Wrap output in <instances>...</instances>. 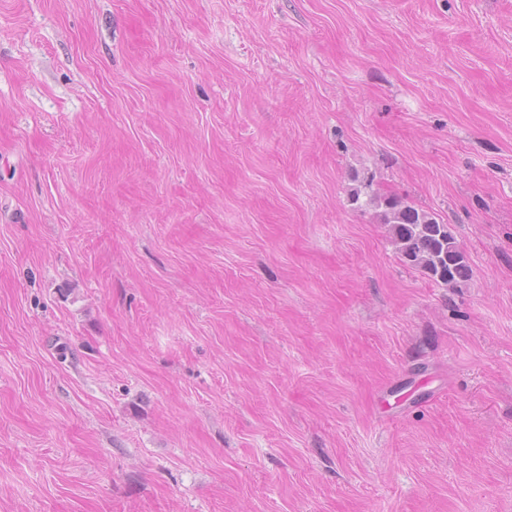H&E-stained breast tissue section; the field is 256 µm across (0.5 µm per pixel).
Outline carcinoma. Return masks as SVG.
I'll use <instances>...</instances> for the list:
<instances>
[{
    "label": "carcinoma",
    "mask_w": 512,
    "mask_h": 512,
    "mask_svg": "<svg viewBox=\"0 0 512 512\" xmlns=\"http://www.w3.org/2000/svg\"><path fill=\"white\" fill-rule=\"evenodd\" d=\"M366 193L388 227L399 259L439 285L456 288L468 281L472 268L448 225L405 198L374 189L373 180L352 190L353 201Z\"/></svg>",
    "instance_id": "carcinoma-1"
}]
</instances>
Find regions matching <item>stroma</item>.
<instances>
[{"instance_id":"1","label":"stroma","mask_w":512,"mask_h":512,"mask_svg":"<svg viewBox=\"0 0 512 512\" xmlns=\"http://www.w3.org/2000/svg\"><path fill=\"white\" fill-rule=\"evenodd\" d=\"M0 512H512V0H0ZM373 179L363 184L369 202L379 209V224L388 227L399 259L439 285L457 288L472 268L447 224L405 198L380 193Z\"/></svg>"}]
</instances>
